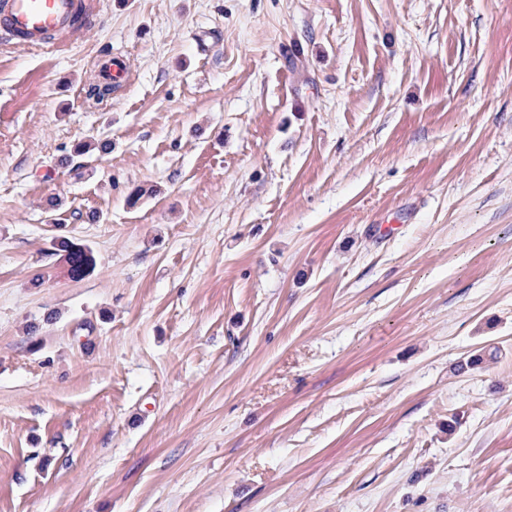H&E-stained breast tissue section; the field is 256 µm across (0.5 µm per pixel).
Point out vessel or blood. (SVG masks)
<instances>
[{
    "mask_svg": "<svg viewBox=\"0 0 512 512\" xmlns=\"http://www.w3.org/2000/svg\"><path fill=\"white\" fill-rule=\"evenodd\" d=\"M98 14V0H0V39L24 50L65 47Z\"/></svg>",
    "mask_w": 512,
    "mask_h": 512,
    "instance_id": "obj_1",
    "label": "vessel or blood"
}]
</instances>
